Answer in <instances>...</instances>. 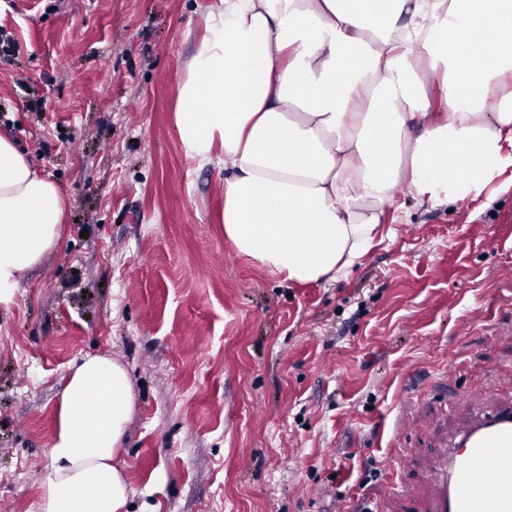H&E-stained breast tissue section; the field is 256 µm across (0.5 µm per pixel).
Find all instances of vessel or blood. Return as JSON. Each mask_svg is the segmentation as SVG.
<instances>
[{
    "instance_id": "1",
    "label": "vessel or blood",
    "mask_w": 512,
    "mask_h": 512,
    "mask_svg": "<svg viewBox=\"0 0 512 512\" xmlns=\"http://www.w3.org/2000/svg\"><path fill=\"white\" fill-rule=\"evenodd\" d=\"M410 497L420 512H512V396L474 409Z\"/></svg>"
}]
</instances>
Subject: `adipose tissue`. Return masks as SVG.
Instances as JSON below:
<instances>
[{"mask_svg": "<svg viewBox=\"0 0 512 512\" xmlns=\"http://www.w3.org/2000/svg\"><path fill=\"white\" fill-rule=\"evenodd\" d=\"M187 158L224 156V235L306 284L345 277L406 185L417 204L512 186V0H217L179 84ZM58 185L0 133V306L61 244ZM123 364L83 358L47 450L40 512H130L116 460Z\"/></svg>", "mask_w": 512, "mask_h": 512, "instance_id": "ef3b65f1", "label": "adipose tissue"}]
</instances>
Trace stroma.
Instances as JSON below:
<instances>
[{
    "mask_svg": "<svg viewBox=\"0 0 512 512\" xmlns=\"http://www.w3.org/2000/svg\"><path fill=\"white\" fill-rule=\"evenodd\" d=\"M212 3L0 0V131L66 200L60 248L0 308V512H38L89 355L134 386L137 512H359L420 481L460 396L512 388L511 186L436 209L396 187L410 222L336 282L225 239L224 167L186 158L173 118Z\"/></svg>",
    "mask_w": 512,
    "mask_h": 512,
    "instance_id": "35a3bbf8",
    "label": "stroma"
}]
</instances>
